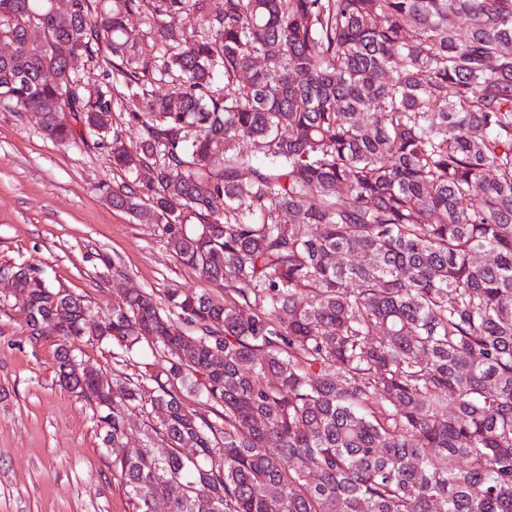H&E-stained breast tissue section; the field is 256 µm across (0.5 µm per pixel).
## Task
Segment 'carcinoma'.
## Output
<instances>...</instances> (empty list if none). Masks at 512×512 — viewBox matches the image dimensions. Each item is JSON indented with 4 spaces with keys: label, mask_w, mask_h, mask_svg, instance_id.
<instances>
[{
    "label": "carcinoma",
    "mask_w": 512,
    "mask_h": 512,
    "mask_svg": "<svg viewBox=\"0 0 512 512\" xmlns=\"http://www.w3.org/2000/svg\"><path fill=\"white\" fill-rule=\"evenodd\" d=\"M72 2L0 0V87L50 141L110 136L115 166L148 169L149 203L125 183L112 206L224 291L98 317L0 271L132 512H512V0ZM104 51L118 101L70 66ZM91 340L165 365L108 389ZM131 408L162 447L129 452Z\"/></svg>",
    "instance_id": "cac0c4a2"
}]
</instances>
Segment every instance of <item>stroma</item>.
<instances>
[{"label": "stroma", "mask_w": 512, "mask_h": 512, "mask_svg": "<svg viewBox=\"0 0 512 512\" xmlns=\"http://www.w3.org/2000/svg\"><path fill=\"white\" fill-rule=\"evenodd\" d=\"M130 181L145 189L147 175L115 167L106 143H53L0 101V266L41 268L102 315L125 291L215 293L158 225L113 208L112 189ZM56 349L54 336L31 339L20 305L0 299V512H131L91 406L57 382ZM78 354L107 375L163 365L147 350L119 361L94 341Z\"/></svg>", "instance_id": "stroma-1"}]
</instances>
